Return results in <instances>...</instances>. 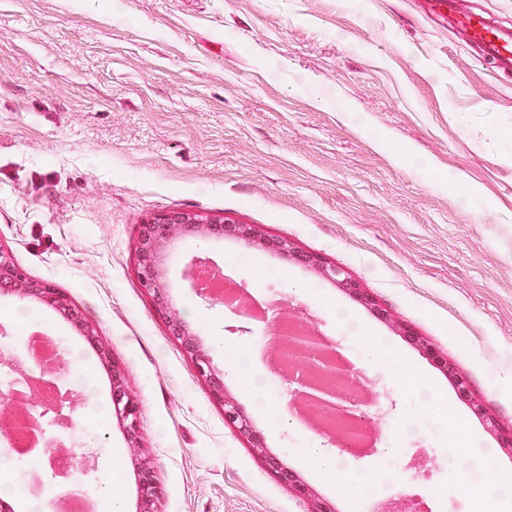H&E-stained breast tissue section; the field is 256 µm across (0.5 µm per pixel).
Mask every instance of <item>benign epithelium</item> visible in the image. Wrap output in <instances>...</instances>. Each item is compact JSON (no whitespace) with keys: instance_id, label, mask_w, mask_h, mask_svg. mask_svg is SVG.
Returning a JSON list of instances; mask_svg holds the SVG:
<instances>
[{"instance_id":"1","label":"benign epithelium","mask_w":512,"mask_h":512,"mask_svg":"<svg viewBox=\"0 0 512 512\" xmlns=\"http://www.w3.org/2000/svg\"><path fill=\"white\" fill-rule=\"evenodd\" d=\"M226 237H232L248 245H262L285 260H295L310 271L353 293L356 299L376 316L385 319L387 314L376 304L371 295L356 287L344 268L325 262L317 254L299 252L286 238L266 241L250 224H233L223 219H208L186 211L157 214L143 224L135 246L137 273L141 286L153 296L157 312L168 320L173 335L181 340L185 351L194 360L198 374L208 381L213 398L224 407V421L244 437L252 448L264 455L266 466L274 472L282 484L303 497H309L311 496L310 488L300 480L294 469L285 465L279 457L265 454L262 434L239 403L226 391L224 375L214 368L211 351L203 347L167 298L169 285L166 282L163 264L174 248L184 241L212 243L222 241ZM0 294L42 303L53 311L67 316L80 327L82 334L96 349L100 363L112 372V407L126 433L128 448L139 447L141 437L138 427V402L127 392L123 375L113 364L109 349L100 342L95 331L79 318L67 296L47 282L30 279L12 256L1 248ZM399 329L406 339L415 344L448 374V379L456 385L460 393L473 397L468 377L459 364L448 361L447 354L440 352L431 343L418 336L410 326L402 324ZM290 340L305 352H322L327 368L334 367L333 356L323 352L325 347L323 339L302 334L294 335ZM304 397L325 414L339 410L357 419H367L372 413L371 403L363 404L353 401L341 392L338 384L333 382H328L320 388L306 389ZM130 460L134 462L138 477L140 496L138 512H158L159 491L153 467L134 453L131 454ZM421 510L422 503L411 495H401L382 504L379 508V512H421Z\"/></svg>"}]
</instances>
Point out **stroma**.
Masks as SVG:
<instances>
[{
	"instance_id": "stroma-1",
	"label": "stroma",
	"mask_w": 512,
	"mask_h": 512,
	"mask_svg": "<svg viewBox=\"0 0 512 512\" xmlns=\"http://www.w3.org/2000/svg\"><path fill=\"white\" fill-rule=\"evenodd\" d=\"M422 3L0 0V248L64 293L109 348L139 403L161 512H310L313 501L225 425L140 284L139 228L172 210L288 239L386 310L379 318L336 283L233 239L208 251L259 300L295 298L337 348L372 352V386L393 404L372 416L378 441L355 463L387 472L389 494L430 512H485L490 489L512 483V450L487 424L512 427V75ZM166 277L268 453L314 499L350 512L345 474L309 455L326 440L275 413L281 383L255 347L277 324L229 333L236 316L201 305L178 263ZM341 307L355 325L337 319ZM2 319L16 338L31 325L61 351L87 346L68 319L29 301L0 297ZM398 322L465 369L482 412ZM244 358L266 380L259 391L244 383ZM82 377L97 396L75 407L98 441L75 429L69 442L89 490L111 483L122 512H135L110 375L93 355ZM464 456L485 480H467ZM392 458L402 465L389 472Z\"/></svg>"
}]
</instances>
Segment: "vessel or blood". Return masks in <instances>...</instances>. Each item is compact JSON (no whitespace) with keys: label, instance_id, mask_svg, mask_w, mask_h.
<instances>
[{"label":"vessel or blood","instance_id":"vessel-or-blood-1","mask_svg":"<svg viewBox=\"0 0 512 512\" xmlns=\"http://www.w3.org/2000/svg\"><path fill=\"white\" fill-rule=\"evenodd\" d=\"M429 13L448 19L501 73L512 72V30L493 26L480 13L463 10L459 0H424Z\"/></svg>","mask_w":512,"mask_h":512}]
</instances>
